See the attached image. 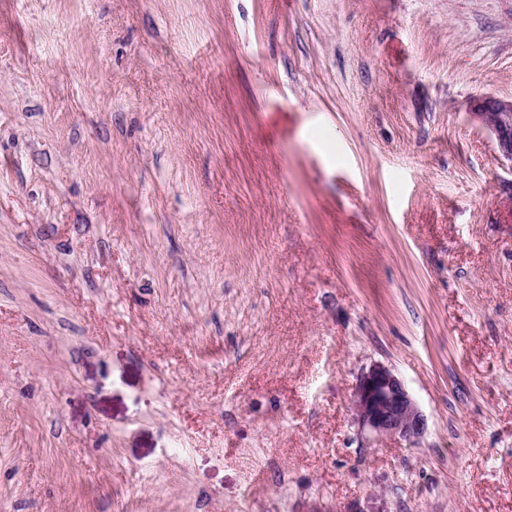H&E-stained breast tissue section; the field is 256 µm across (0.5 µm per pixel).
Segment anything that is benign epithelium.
<instances>
[{"mask_svg": "<svg viewBox=\"0 0 512 512\" xmlns=\"http://www.w3.org/2000/svg\"><path fill=\"white\" fill-rule=\"evenodd\" d=\"M470 121L491 136L501 160L512 165V97L484 95L470 101ZM352 409L361 439L412 442L426 419L400 376L383 364L362 371L352 391Z\"/></svg>", "mask_w": 512, "mask_h": 512, "instance_id": "obj_1", "label": "benign epithelium"}]
</instances>
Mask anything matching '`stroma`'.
<instances>
[{
  "label": "stroma",
  "instance_id": "35a3bbf8",
  "mask_svg": "<svg viewBox=\"0 0 512 512\" xmlns=\"http://www.w3.org/2000/svg\"><path fill=\"white\" fill-rule=\"evenodd\" d=\"M487 94L512 0H0V512H512ZM352 409L362 440L412 442L426 429V419L400 376L383 364L362 371L352 391Z\"/></svg>",
  "mask_w": 512,
  "mask_h": 512
}]
</instances>
